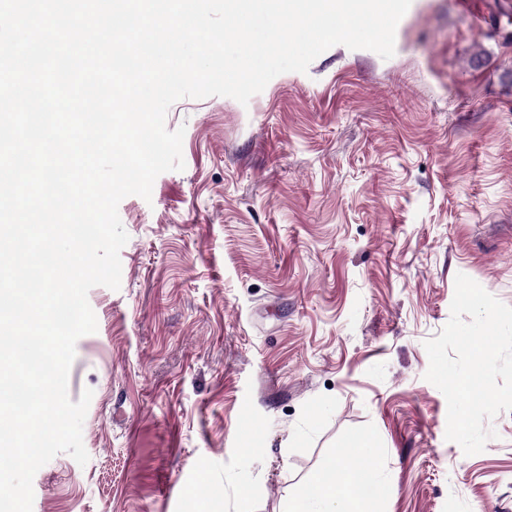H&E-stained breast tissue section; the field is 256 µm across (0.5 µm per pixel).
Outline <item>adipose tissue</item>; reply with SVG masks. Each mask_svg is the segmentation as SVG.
<instances>
[{"instance_id": "1", "label": "adipose tissue", "mask_w": 512, "mask_h": 512, "mask_svg": "<svg viewBox=\"0 0 512 512\" xmlns=\"http://www.w3.org/2000/svg\"><path fill=\"white\" fill-rule=\"evenodd\" d=\"M373 474L353 469L346 459L331 463L298 497L287 512H368Z\"/></svg>"}]
</instances>
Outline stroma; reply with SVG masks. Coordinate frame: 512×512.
<instances>
[{
  "label": "stroma",
  "instance_id": "1",
  "mask_svg": "<svg viewBox=\"0 0 512 512\" xmlns=\"http://www.w3.org/2000/svg\"><path fill=\"white\" fill-rule=\"evenodd\" d=\"M165 124L185 167L121 201L69 372L89 460L33 512H286L358 437L371 512H512V412L465 455L425 378L457 274L512 306V0H411L392 58L336 45Z\"/></svg>",
  "mask_w": 512,
  "mask_h": 512
}]
</instances>
